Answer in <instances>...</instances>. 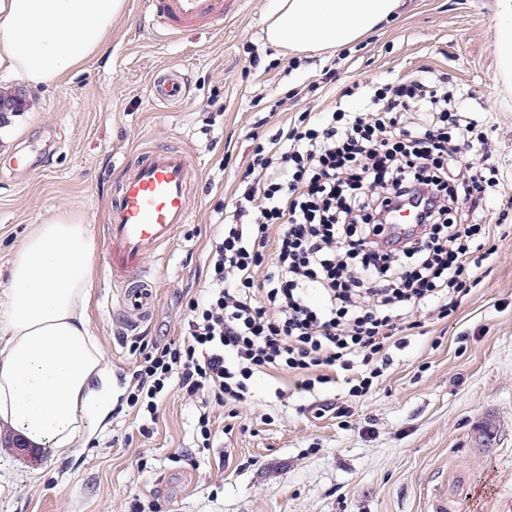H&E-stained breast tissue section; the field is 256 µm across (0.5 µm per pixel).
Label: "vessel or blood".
<instances>
[{"instance_id": "b4317fda", "label": "vessel or blood", "mask_w": 512, "mask_h": 512, "mask_svg": "<svg viewBox=\"0 0 512 512\" xmlns=\"http://www.w3.org/2000/svg\"><path fill=\"white\" fill-rule=\"evenodd\" d=\"M225 4L226 0H150L149 16L165 35L175 37L222 25ZM152 92L165 103L180 102L185 95L174 70L158 74ZM114 194L106 221V275L112 287L123 291L124 312L140 320L153 298L151 287L142 281L146 259L173 243L179 227L194 215L190 159L181 150L148 152L124 173Z\"/></svg>"}]
</instances>
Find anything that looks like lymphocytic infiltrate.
<instances>
[{
  "instance_id": "lymphocytic-infiltrate-1",
  "label": "lymphocytic infiltrate",
  "mask_w": 512,
  "mask_h": 512,
  "mask_svg": "<svg viewBox=\"0 0 512 512\" xmlns=\"http://www.w3.org/2000/svg\"><path fill=\"white\" fill-rule=\"evenodd\" d=\"M372 103L301 113L257 144L211 241L204 297L178 338L152 341L133 369L136 417L156 418L174 386L246 403L273 369L308 393L344 375L364 398L419 326L406 310L450 317L477 286L492 253L480 216L495 177L487 137L430 76L381 85ZM403 207L419 215L400 236L389 216Z\"/></svg>"
}]
</instances>
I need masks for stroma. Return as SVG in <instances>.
<instances>
[{
  "label": "stroma",
  "instance_id": "stroma-1",
  "mask_svg": "<svg viewBox=\"0 0 512 512\" xmlns=\"http://www.w3.org/2000/svg\"><path fill=\"white\" fill-rule=\"evenodd\" d=\"M267 0H229L223 27L170 38L150 29L146 0H126L101 53L58 83L27 91L0 128V293L26 235L74 213L97 247L112 189L143 149L190 156L196 206L172 245L150 258L149 317L130 329L119 291L96 265L89 328L125 403L139 354L134 335L169 339L189 299L208 285L205 255L254 146L300 113L335 103L359 109L372 87L447 75L494 149L497 184L486 221L495 253L446 319L421 325L391 350L377 384L346 419L316 418L308 397L276 398L255 378L249 405L214 408L209 447L198 400L171 390L153 432L112 413L70 457L14 447L0 430V512H512V82L500 74L490 0H404L397 20L346 48L283 54L265 39ZM186 74L188 99L157 103L152 75ZM335 85L323 83L325 71ZM271 123L263 117L271 104ZM40 172L12 169L18 152Z\"/></svg>",
  "mask_w": 512,
  "mask_h": 512
}]
</instances>
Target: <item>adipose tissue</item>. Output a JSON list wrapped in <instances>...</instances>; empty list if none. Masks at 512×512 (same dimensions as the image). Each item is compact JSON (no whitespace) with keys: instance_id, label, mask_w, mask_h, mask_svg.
<instances>
[{"instance_id":"1","label":"adipose tissue","mask_w":512,"mask_h":512,"mask_svg":"<svg viewBox=\"0 0 512 512\" xmlns=\"http://www.w3.org/2000/svg\"><path fill=\"white\" fill-rule=\"evenodd\" d=\"M400 0H268L266 39L291 53L342 49L395 16ZM494 43L512 78V0H493ZM125 0H0V68L50 86L100 53ZM96 242L79 217L30 232L0 297V425L70 456L112 412V375L86 311Z\"/></svg>"}]
</instances>
